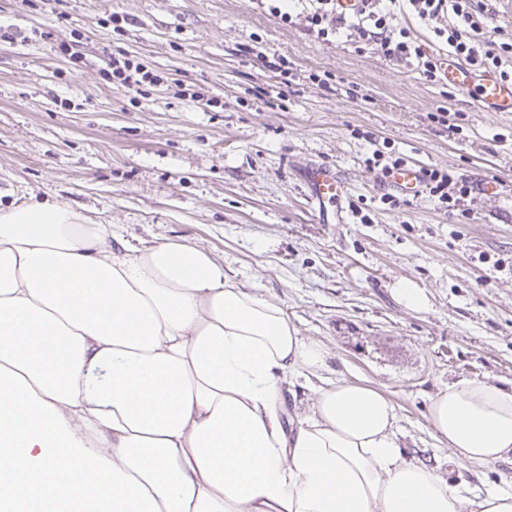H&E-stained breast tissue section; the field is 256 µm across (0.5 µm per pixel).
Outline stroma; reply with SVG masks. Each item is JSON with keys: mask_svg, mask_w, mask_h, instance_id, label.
<instances>
[{"mask_svg": "<svg viewBox=\"0 0 512 512\" xmlns=\"http://www.w3.org/2000/svg\"><path fill=\"white\" fill-rule=\"evenodd\" d=\"M48 31L80 39L81 60ZM259 51L287 59L289 86ZM119 53L161 82L107 83ZM377 149L499 181L501 194L475 195L465 215L425 192L391 207L394 188L365 163ZM317 165L349 183L345 223L309 210L303 174ZM504 195L512 115L478 111L372 46L317 39L259 0H0V207L48 200L118 228L132 249H204L319 341L336 378L382 392L405 457L442 471L431 397L476 376L512 386V224L484 221ZM401 278L424 288L425 310L399 302Z\"/></svg>", "mask_w": 512, "mask_h": 512, "instance_id": "obj_1", "label": "stroma"}]
</instances>
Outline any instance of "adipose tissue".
I'll return each mask as SVG.
<instances>
[{
  "label": "adipose tissue",
  "instance_id": "obj_1",
  "mask_svg": "<svg viewBox=\"0 0 512 512\" xmlns=\"http://www.w3.org/2000/svg\"><path fill=\"white\" fill-rule=\"evenodd\" d=\"M48 201L0 208V512H512L406 460L378 390L327 376L282 307L178 241L116 249ZM318 379L287 428L281 376ZM448 464L512 463V387L430 400Z\"/></svg>",
  "mask_w": 512,
  "mask_h": 512
}]
</instances>
